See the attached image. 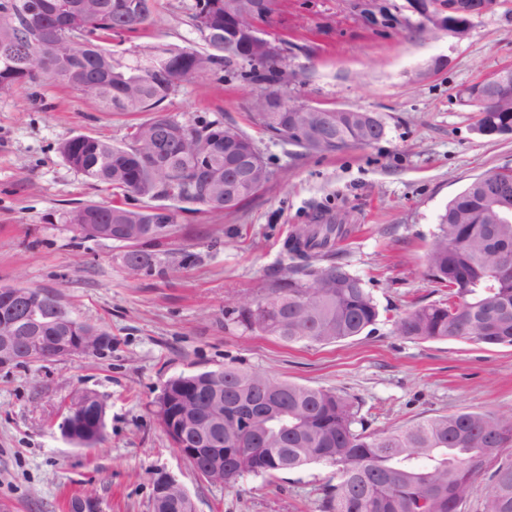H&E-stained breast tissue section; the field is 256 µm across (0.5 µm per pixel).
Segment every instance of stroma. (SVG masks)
<instances>
[{
	"label": "stroma",
	"instance_id": "obj_1",
	"mask_svg": "<svg viewBox=\"0 0 512 512\" xmlns=\"http://www.w3.org/2000/svg\"><path fill=\"white\" fill-rule=\"evenodd\" d=\"M195 0H157L138 32L112 39V56L135 63L156 46H204L191 19ZM410 0H280L264 28L292 71V99L381 115L385 137L333 155H295L250 119L260 83L237 71L180 82L165 101L177 119H219L248 134L269 183L239 210L177 214L167 246L179 269L132 277L123 249L73 239L77 206L112 192L70 167L58 147L89 134L124 146L147 113L104 111L52 79L0 93V286L58 294L75 317L112 336L104 355L0 371V504L10 512H68L92 491L104 512H152L153 478L175 477L196 512H319L333 468L310 465L236 487L208 483L172 447L150 406L170 377L233 365L355 402L371 431L462 410L512 413V346L421 341L392 326L409 304L443 291L424 274V256L448 201L487 170L512 167V136L474 130L466 87L512 65V0H497L464 39L432 31ZM327 210L351 224L338 254L380 310L373 332L330 345L288 344L244 330L227 310L263 297L286 260L289 231ZM105 407L104 437L88 450L58 425L78 392Z\"/></svg>",
	"mask_w": 512,
	"mask_h": 512
}]
</instances>
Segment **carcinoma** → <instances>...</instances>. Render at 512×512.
Listing matches in <instances>:
<instances>
[{
  "label": "carcinoma",
  "mask_w": 512,
  "mask_h": 512,
  "mask_svg": "<svg viewBox=\"0 0 512 512\" xmlns=\"http://www.w3.org/2000/svg\"><path fill=\"white\" fill-rule=\"evenodd\" d=\"M26 0H0V92L41 77L59 79L109 112H152L137 124L126 146L77 135L61 143L60 154L88 180L112 195L171 199L215 213L238 209L270 180V171L244 132L212 121L179 120L162 108L176 91L174 76L186 80L237 58L244 76L279 91L282 62L270 58L268 41L235 17L246 12L264 21L278 0H195L192 18L205 44L154 47L134 65L112 57V36L134 33L154 16L155 0H46L44 12L25 16ZM467 101L478 108L475 129L485 137L512 132V88L484 105L485 90L474 84ZM252 122L298 149V154H335L386 131L374 112H254ZM329 126L323 140L292 138L297 127ZM247 155L248 184L234 186L224 156ZM507 186L491 199L482 180ZM512 170L484 172L453 197L439 216L426 255L431 283L445 298L416 303L394 320L401 336L416 340L512 345ZM73 237L93 240L99 224L121 225L139 243L134 257L122 256L130 276H164L176 271L162 249L176 231V212L163 206L129 208L119 201L79 208L68 218ZM351 225L321 211L296 227L284 244L291 263L254 304L235 308L231 321L285 343L328 345L372 332L379 309L364 281L336 262V246ZM235 393L242 405L265 403L275 415L255 422L239 446L208 463H190L207 482L206 468L236 486L247 477H274L311 464L336 470V483L322 488L320 512H462L476 481L486 477L484 512H512V415L459 411L383 432H370L355 403L331 390L249 372L233 365L169 378L154 400L164 421L179 407L202 414L204 392ZM103 402L83 391L67 407L70 434L79 448H94L105 424L93 413Z\"/></svg>",
  "instance_id": "carcinoma-1"
}]
</instances>
